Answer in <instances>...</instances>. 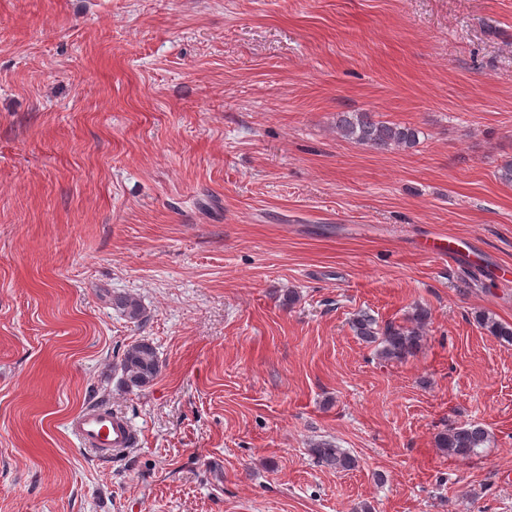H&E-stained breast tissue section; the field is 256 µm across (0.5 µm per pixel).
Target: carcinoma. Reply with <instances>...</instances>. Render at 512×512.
<instances>
[{
	"label": "carcinoma",
	"instance_id": "carcinoma-1",
	"mask_svg": "<svg viewBox=\"0 0 512 512\" xmlns=\"http://www.w3.org/2000/svg\"><path fill=\"white\" fill-rule=\"evenodd\" d=\"M336 131L346 140L373 149H410L419 142V130L415 127L379 120L371 112L337 113ZM112 305L121 309L130 320L138 321L142 317L141 306L133 298L114 296ZM428 320L429 311L418 306L409 326L387 325L382 328L374 316L362 312L354 318L352 327L362 340L377 345V354L381 359L402 361L414 355L419 348L422 330ZM478 323L499 341L512 344L511 325L488 315L480 316ZM116 368L121 371L122 382L127 387L147 386L160 372L155 347L145 340L135 342L126 349ZM435 442L446 455L465 459L478 454V449L488 447L491 437L479 425H450L435 436ZM310 451L318 461L338 470L356 467V458L330 441H316L312 443Z\"/></svg>",
	"mask_w": 512,
	"mask_h": 512
}]
</instances>
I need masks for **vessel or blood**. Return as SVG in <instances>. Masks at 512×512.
Returning a JSON list of instances; mask_svg holds the SVG:
<instances>
[{
  "mask_svg": "<svg viewBox=\"0 0 512 512\" xmlns=\"http://www.w3.org/2000/svg\"><path fill=\"white\" fill-rule=\"evenodd\" d=\"M430 254L437 259L459 256L452 237L435 235L427 242ZM80 443L99 459L109 460L128 453L137 444L134 428L124 417L98 404L88 406L72 423Z\"/></svg>",
  "mask_w": 512,
  "mask_h": 512,
  "instance_id": "obj_1",
  "label": "vessel or blood"
}]
</instances>
